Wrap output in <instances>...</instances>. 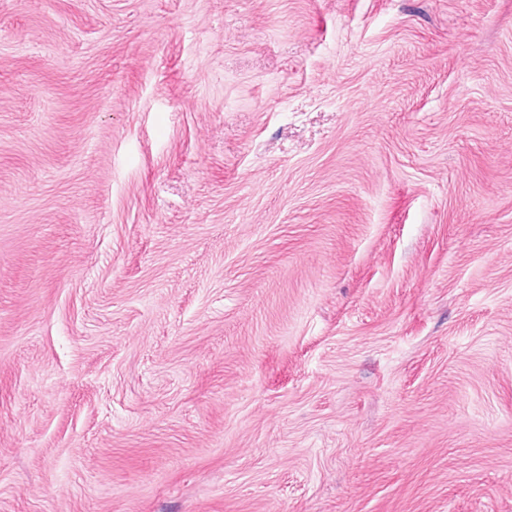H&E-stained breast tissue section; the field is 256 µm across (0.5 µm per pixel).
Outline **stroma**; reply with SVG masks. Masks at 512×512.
<instances>
[{"label": "stroma", "instance_id": "stroma-1", "mask_svg": "<svg viewBox=\"0 0 512 512\" xmlns=\"http://www.w3.org/2000/svg\"><path fill=\"white\" fill-rule=\"evenodd\" d=\"M0 512H512V0H0Z\"/></svg>", "mask_w": 512, "mask_h": 512}]
</instances>
